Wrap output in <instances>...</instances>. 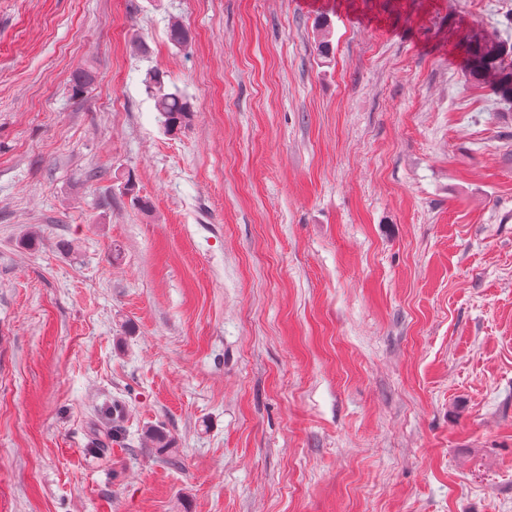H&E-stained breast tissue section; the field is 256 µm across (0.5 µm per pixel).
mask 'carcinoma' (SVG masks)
<instances>
[{"label": "carcinoma", "mask_w": 512, "mask_h": 512, "mask_svg": "<svg viewBox=\"0 0 512 512\" xmlns=\"http://www.w3.org/2000/svg\"><path fill=\"white\" fill-rule=\"evenodd\" d=\"M466 72L478 84L493 87L500 101L512 105V50L500 43L474 39L467 50ZM165 128L174 131L190 122L189 102L178 92L165 91L164 75L153 70L144 80Z\"/></svg>", "instance_id": "1"}]
</instances>
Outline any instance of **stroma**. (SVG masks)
<instances>
[{
    "mask_svg": "<svg viewBox=\"0 0 512 512\" xmlns=\"http://www.w3.org/2000/svg\"><path fill=\"white\" fill-rule=\"evenodd\" d=\"M474 37L512 0H0V512H512ZM147 93L154 99L155 107L168 131H174L190 122L193 112L189 102L177 91L166 92L162 72L150 71L144 80Z\"/></svg>",
    "mask_w": 512,
    "mask_h": 512,
    "instance_id": "stroma-1",
    "label": "stroma"
}]
</instances>
